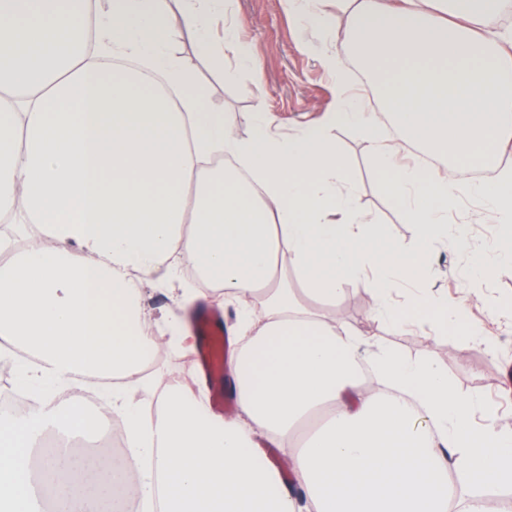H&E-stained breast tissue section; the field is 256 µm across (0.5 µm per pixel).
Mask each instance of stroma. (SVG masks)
Here are the masks:
<instances>
[{
  "instance_id": "stroma-1",
  "label": "stroma",
  "mask_w": 512,
  "mask_h": 512,
  "mask_svg": "<svg viewBox=\"0 0 512 512\" xmlns=\"http://www.w3.org/2000/svg\"><path fill=\"white\" fill-rule=\"evenodd\" d=\"M232 22L256 54L259 69L232 83L200 55L194 36L173 28V49L199 75L206 95L224 109L239 137L252 133L249 116L264 111L273 129L288 136L306 124L323 120L335 103V85L322 56L333 34L303 29L283 0H235ZM332 136L348 166L356 206L372 222L381 246L414 249L418 230L407 212L394 206L386 192L392 171L381 167L362 131L354 126L335 128ZM464 226L465 238H447L429 255L430 275L425 284L393 286L392 298L404 303L410 295L427 294L464 302L470 319L478 321L496 343L488 351L466 336L437 334L421 319L405 330L389 327L372 311L368 294L348 281L326 312L337 324L377 343L392 347L409 359L428 360L447 373L456 391L481 404L494 403L512 423V386L503 370L512 364V262L501 263L482 281L473 271L497 233L496 224L478 204L459 200L448 213L449 229Z\"/></svg>"
}]
</instances>
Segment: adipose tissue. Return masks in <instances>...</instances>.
Listing matches in <instances>:
<instances>
[{"instance_id":"adipose-tissue-1","label":"adipose tissue","mask_w":512,"mask_h":512,"mask_svg":"<svg viewBox=\"0 0 512 512\" xmlns=\"http://www.w3.org/2000/svg\"><path fill=\"white\" fill-rule=\"evenodd\" d=\"M307 26L336 29L325 63L336 105L323 125L288 137L263 112L243 139L171 49L181 20L203 53L236 79L258 69L233 23L213 51L210 24L229 0H0V215L37 225L0 236V341L36 359L22 390L80 389L113 379L94 406L0 418V512H485L477 486L512 487V425L491 403L474 409L432 362H411L339 327L323 307L344 281L394 325L434 317L451 336H481L447 302L397 305L394 282L428 275L426 254L457 198L512 224V27L491 22L504 0H286ZM71 48L60 62L54 49ZM379 80L390 124L366 111L348 64ZM135 57L160 74L108 67ZM358 125L383 164L424 148L445 161L398 168L388 197L422 230L418 250L375 248L354 208L347 165L329 134ZM494 165L492 182L467 176ZM195 267L229 328L227 389L238 411L216 417L205 384L152 368L156 350L194 349L190 328L143 309L140 281ZM370 366L384 388L364 383ZM151 388L144 418L130 391ZM121 426L128 456L90 469L68 449L33 462L36 434L95 435ZM283 452L258 462L256 434Z\"/></svg>"}]
</instances>
